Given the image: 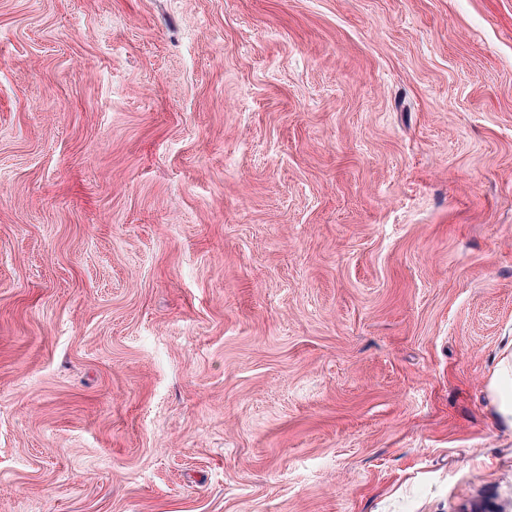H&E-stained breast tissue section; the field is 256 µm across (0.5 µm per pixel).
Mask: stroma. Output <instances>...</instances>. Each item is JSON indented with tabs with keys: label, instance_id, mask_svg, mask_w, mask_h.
Instances as JSON below:
<instances>
[{
	"label": "stroma",
	"instance_id": "obj_1",
	"mask_svg": "<svg viewBox=\"0 0 512 512\" xmlns=\"http://www.w3.org/2000/svg\"><path fill=\"white\" fill-rule=\"evenodd\" d=\"M512 0H0V512H512Z\"/></svg>",
	"mask_w": 512,
	"mask_h": 512
}]
</instances>
